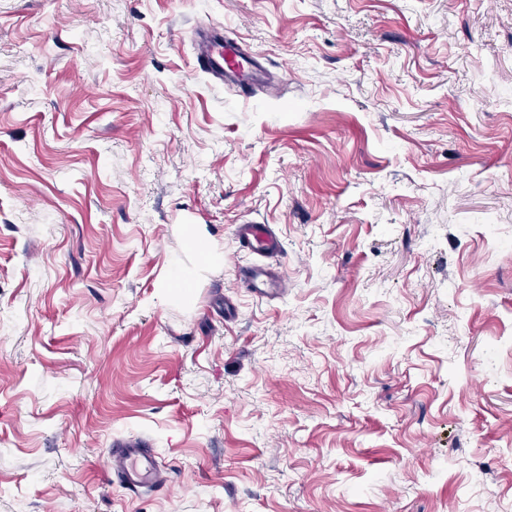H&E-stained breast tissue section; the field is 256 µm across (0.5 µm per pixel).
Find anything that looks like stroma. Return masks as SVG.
<instances>
[{"instance_id":"1","label":"stroma","mask_w":512,"mask_h":512,"mask_svg":"<svg viewBox=\"0 0 512 512\" xmlns=\"http://www.w3.org/2000/svg\"><path fill=\"white\" fill-rule=\"evenodd\" d=\"M510 504L512 0H0V512ZM223 30L212 25L196 31V70L212 80L235 85L240 96L248 98L253 87L265 78L266 70L258 56H241L235 43L224 40ZM235 237L240 251L261 258H274L282 254V245L275 233L265 224H239ZM240 281L245 283L250 292L257 297H269L283 295L288 288V281L276 264L254 262L245 266L240 271ZM110 449L112 475L129 489L143 485L165 486L151 451L144 439L132 437L118 441Z\"/></svg>"}]
</instances>
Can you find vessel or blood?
Returning <instances> with one entry per match:
<instances>
[{"label": "vessel or blood", "mask_w": 512, "mask_h": 512, "mask_svg": "<svg viewBox=\"0 0 512 512\" xmlns=\"http://www.w3.org/2000/svg\"><path fill=\"white\" fill-rule=\"evenodd\" d=\"M196 69L212 80L235 85L240 96L250 97L254 86L266 76L257 56L244 57L235 43L225 40L222 28L207 26L194 36ZM240 251L255 256L256 261L241 270L240 279L250 292L259 297L284 294L288 281L280 266L271 258L280 256L282 245L275 233L264 224H240L235 228ZM112 474L128 488L143 485L163 487L155 459L144 439L132 437L114 443L110 450Z\"/></svg>", "instance_id": "b4317fda"}]
</instances>
